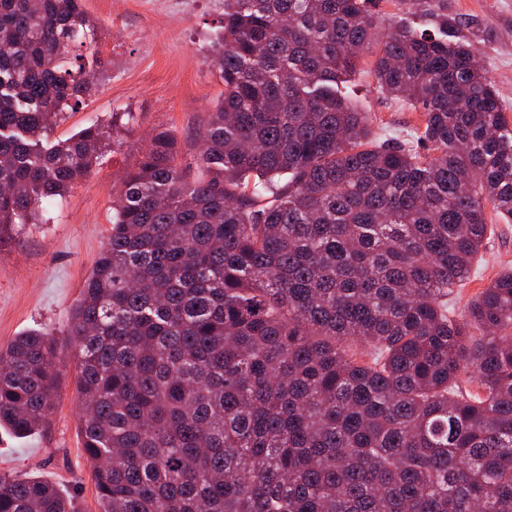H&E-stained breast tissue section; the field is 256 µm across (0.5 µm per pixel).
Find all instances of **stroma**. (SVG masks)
Segmentation results:
<instances>
[{
    "label": "stroma",
    "instance_id": "obj_1",
    "mask_svg": "<svg viewBox=\"0 0 512 512\" xmlns=\"http://www.w3.org/2000/svg\"><path fill=\"white\" fill-rule=\"evenodd\" d=\"M464 34L475 35L482 64L504 101L512 125V0H450ZM110 67L90 98L66 110L54 136L67 139L98 122L113 142L98 164L65 198L43 205L34 224L0 238V347L18 334L41 329L62 337L80 287L111 227L112 198L135 165L153 129L169 130L182 161L196 166L198 123L213 109L224 84L210 65L224 22V0H85ZM374 55L364 56L341 91L370 113L374 131L406 134L419 113L395 105L377 90ZM490 230L463 286L448 298L460 314L501 273L512 271V223L485 210ZM78 371L66 357L58 396L46 426L18 438L0 430V475H29L53 482L76 512H100L93 466L78 431Z\"/></svg>",
    "mask_w": 512,
    "mask_h": 512
}]
</instances>
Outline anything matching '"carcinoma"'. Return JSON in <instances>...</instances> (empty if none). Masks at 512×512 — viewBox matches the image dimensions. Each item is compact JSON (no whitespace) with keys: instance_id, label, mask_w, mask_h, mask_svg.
Wrapping results in <instances>:
<instances>
[{"instance_id":"cac0c4a2","label":"carcinoma","mask_w":512,"mask_h":512,"mask_svg":"<svg viewBox=\"0 0 512 512\" xmlns=\"http://www.w3.org/2000/svg\"><path fill=\"white\" fill-rule=\"evenodd\" d=\"M84 0H0V238L96 165L93 124L51 141L109 62ZM224 0V95L199 174L155 130L65 344L0 349V428L48 420L69 350L100 512H512V272L467 310L448 294L512 219V128L448 0ZM377 55V89L422 112L384 139L337 94ZM477 392H462L460 375ZM0 512H75L0 475Z\"/></svg>"}]
</instances>
